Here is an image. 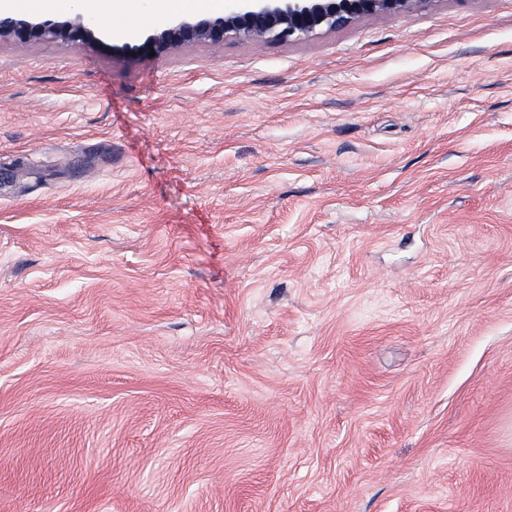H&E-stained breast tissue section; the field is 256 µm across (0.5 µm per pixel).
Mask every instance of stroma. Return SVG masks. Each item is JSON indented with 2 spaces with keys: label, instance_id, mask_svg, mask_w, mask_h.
<instances>
[{
  "label": "stroma",
  "instance_id": "obj_1",
  "mask_svg": "<svg viewBox=\"0 0 512 512\" xmlns=\"http://www.w3.org/2000/svg\"><path fill=\"white\" fill-rule=\"evenodd\" d=\"M97 19L0 36V512H512V0ZM224 16L159 27L139 48L144 54L189 44L220 48L229 40L259 44L304 40L319 31L355 24L367 16L405 13L426 0H232ZM97 28L95 17L85 13H77L63 22L42 20L38 17L20 19L0 15V35L12 36L20 46L36 40L57 38L64 39L76 47L98 44Z\"/></svg>",
  "mask_w": 512,
  "mask_h": 512
}]
</instances>
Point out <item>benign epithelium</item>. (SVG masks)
<instances>
[{
    "mask_svg": "<svg viewBox=\"0 0 512 512\" xmlns=\"http://www.w3.org/2000/svg\"><path fill=\"white\" fill-rule=\"evenodd\" d=\"M224 15L195 22L162 26L140 47L145 54L205 43L220 48L229 40L259 44L272 40H304L322 30L355 24L367 16L405 13L428 0H235ZM97 21L77 13L63 22L38 17L0 16V35L7 34L20 46L41 39L61 38L76 47L97 44Z\"/></svg>",
    "mask_w": 512,
    "mask_h": 512,
    "instance_id": "7a95c632",
    "label": "benign epithelium"
}]
</instances>
